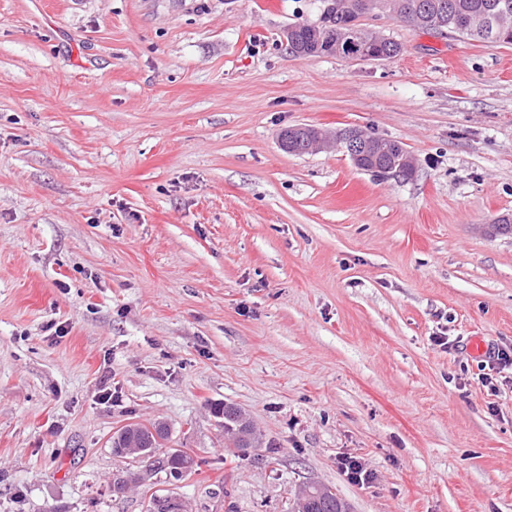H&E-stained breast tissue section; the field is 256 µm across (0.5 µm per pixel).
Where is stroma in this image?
Listing matches in <instances>:
<instances>
[{
	"mask_svg": "<svg viewBox=\"0 0 512 512\" xmlns=\"http://www.w3.org/2000/svg\"><path fill=\"white\" fill-rule=\"evenodd\" d=\"M322 7L0 0V512H291L305 483L512 512V366L470 348L512 349V45L383 13L394 60L291 55ZM298 125L416 172L286 153ZM154 420L206 467L113 496V432ZM317 133L309 141V147H302L300 143L296 144L293 140H289L292 129H284L287 135L281 136V146L287 150L292 148L303 155L305 151H316L319 149H328L332 147H340L344 149L351 161L361 170H365L366 158H369L375 164L381 162L380 166L373 169V173L376 175L390 176L397 179H406L409 174L415 168V161L410 155L400 153L401 159L394 157L395 147L397 151H403L408 154L409 151L403 146L401 142L383 139L376 140L373 137L368 136L367 132L358 128L351 127L345 130L336 131V133H327L321 130H316ZM392 141V142H390ZM384 157H389L390 160L383 161Z\"/></svg>",
	"mask_w": 512,
	"mask_h": 512,
	"instance_id": "1",
	"label": "stroma"
}]
</instances>
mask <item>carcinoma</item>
I'll return each instance as SVG.
<instances>
[{"mask_svg": "<svg viewBox=\"0 0 512 512\" xmlns=\"http://www.w3.org/2000/svg\"><path fill=\"white\" fill-rule=\"evenodd\" d=\"M421 17L423 23L419 28L429 30L430 21L438 20L442 29L450 34L483 43L493 42L512 43V0H407ZM323 40L322 46H327L336 40L335 30L323 29L319 36H314L308 27L293 26L288 36V51L296 57L316 56L317 40ZM372 51L378 54H389L394 57L402 53V45L391 38L378 36L372 39ZM217 415L224 419V441L232 447H237L235 432L241 431L240 416L229 410L228 404L217 409ZM125 433L123 441L135 440L143 443V447L153 449V454L147 459L131 460L127 473L135 474L143 469L148 476H168L177 469L186 458H192L182 448H164V441L169 434L156 440L148 431L145 424L132 422L122 427ZM121 441V442H123ZM120 441H112V447L118 448ZM299 495L307 498L308 512H349L348 504L330 489L305 485ZM181 505L170 497L151 495L146 505V512H180Z\"/></svg>", "mask_w": 512, "mask_h": 512, "instance_id": "cac0c4a2", "label": "carcinoma"}]
</instances>
